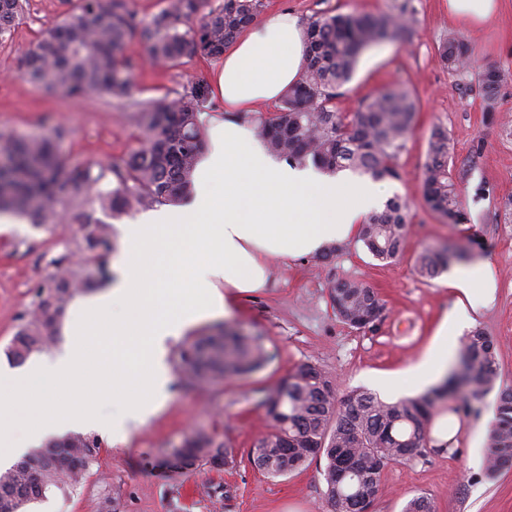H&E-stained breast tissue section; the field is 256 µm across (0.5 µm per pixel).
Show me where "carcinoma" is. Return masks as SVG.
Segmentation results:
<instances>
[{"label": "carcinoma", "instance_id": "1", "mask_svg": "<svg viewBox=\"0 0 512 512\" xmlns=\"http://www.w3.org/2000/svg\"><path fill=\"white\" fill-rule=\"evenodd\" d=\"M27 0H0V38L10 32ZM261 0H224L210 8L208 0H166V6L145 19L125 7L124 0H78L64 17L25 53L23 76L50 92L68 96L104 94L125 98L135 87V65L121 58L126 40L140 35L152 63L170 67L187 55L217 58L224 47L252 24ZM414 23L403 5L396 15L341 14L311 19L307 26L306 66L288 89L279 111L255 118L270 153L296 165L309 162L327 173L351 170L375 181L398 179L397 159L410 133L416 102L400 83L366 99L346 119L334 100L350 80L361 52L396 36ZM440 58L455 69L468 60L466 44L450 38L439 47ZM501 72L486 68L479 78L485 110L496 109ZM209 99L207 85L195 83L175 99L138 103L132 118L142 135L140 146L120 165L87 166L66 171L59 164L51 138L29 140L0 135V211L11 210L39 224L58 213L79 222L85 260L103 264L112 250L109 227L83 210L89 200L120 215L155 204L184 202L192 192V174L203 148L200 115ZM448 134L435 130L423 173V199L451 224L468 221L448 167ZM408 232L407 206L398 197L370 213L356 241L371 256L389 262L399 257ZM468 259L465 250L442 246L417 258L422 275L434 277L453 263ZM61 267L54 285L36 293L32 316L16 332L6 356L16 363L56 340L60 319L78 290L94 281L78 264ZM330 298L337 316L361 330L380 320L385 303L358 280L335 283ZM264 337L246 336L230 324L203 336L179 353L184 381L200 386L259 369L268 359ZM499 376L498 348L486 334L467 336L458 365L425 393L387 402L377 394L354 389L337 395L332 375L311 362L296 365L261 406L271 431L248 451V461L276 478L325 461L327 498L332 512H365L385 491L384 474L395 463L423 456L433 442L434 410L448 402V411L469 410L494 389ZM96 437L72 434L22 457L0 473V512H18V505L42 502L65 481L78 483L97 463ZM181 462L204 460L214 468L234 462L232 452L204 430H195L170 449ZM512 462V388L498 396L497 421L485 453V472L492 475ZM403 512H435L431 500L415 496Z\"/></svg>", "mask_w": 512, "mask_h": 512}]
</instances>
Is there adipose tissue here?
Wrapping results in <instances>:
<instances>
[{
    "instance_id": "1",
    "label": "adipose tissue",
    "mask_w": 512,
    "mask_h": 512,
    "mask_svg": "<svg viewBox=\"0 0 512 512\" xmlns=\"http://www.w3.org/2000/svg\"><path fill=\"white\" fill-rule=\"evenodd\" d=\"M306 53L297 18L273 14L225 50L212 91L229 115L258 111L297 82ZM193 178L185 204L119 225L122 248L111 276L73 303L62 352L0 369V469L46 438L76 430L126 440L169 398L173 343L195 324L228 315L240 295L265 288L268 257L291 260L346 241L382 199L379 183L274 159L255 131L229 116L210 122ZM452 285L466 303L412 365L422 384L443 375L455 334L495 292L485 264L455 271ZM105 398L123 404L109 419L97 407Z\"/></svg>"
}]
</instances>
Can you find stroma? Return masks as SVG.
<instances>
[{"mask_svg": "<svg viewBox=\"0 0 512 512\" xmlns=\"http://www.w3.org/2000/svg\"><path fill=\"white\" fill-rule=\"evenodd\" d=\"M402 0H262L261 15L287 11L308 23L335 14H392ZM76 0H29L10 34L0 39V134L39 138L65 127L56 154L66 170L95 164H119L138 145L139 131L130 114L136 103L176 97L193 83H209L219 61L183 58L173 67L147 64L148 46L140 36L123 48L136 65L131 97L100 94L70 97L51 94L23 78L25 52L53 27ZM417 22L405 38L365 49L352 79L336 98V109L349 115L384 87L401 83L417 103L412 132L398 157L399 179L385 183L386 197L397 196L408 208L409 235L395 261L374 259L354 240L330 259L306 255L269 261V285L240 298L229 319L241 333L259 334L271 358L262 368L231 380L201 387L173 381L171 398L145 426L125 442L100 435L98 462L78 484L52 489L30 512H331L322 464L285 477L270 478L247 460L253 443L270 423L261 405L289 370L313 362L329 371L338 394L354 388L383 393L385 379L396 380L406 396L421 394L410 367L432 345L442 319L457 295L447 274L428 279L415 268L428 248L452 244L468 249L472 263L489 265L495 279L491 302L479 308L474 328L499 349L498 388L484 396L476 414H458L453 448L428 450L408 464L385 472L386 490L375 512H401L418 495L433 501L436 512H512V466L487 477L483 460L493 427L487 419L498 389L512 388V0H500L498 14L484 27L467 28L448 14V0H411ZM463 38L470 65L452 70L441 63L439 46ZM502 70L496 111L484 109L479 75L486 67ZM448 133L452 174L470 221L451 224L431 211L422 195V173L434 129ZM77 222L37 225L17 219L0 232V365L6 347L33 309L37 289L49 287L53 257L70 250L85 274L98 266L83 263ZM358 279L374 288L386 311L376 326L356 330L336 315L332 285ZM196 429L214 434L236 456L221 469L199 462L176 468L166 448Z\"/></svg>", "mask_w": 512, "mask_h": 512, "instance_id": "stroma-1", "label": "stroma"}]
</instances>
